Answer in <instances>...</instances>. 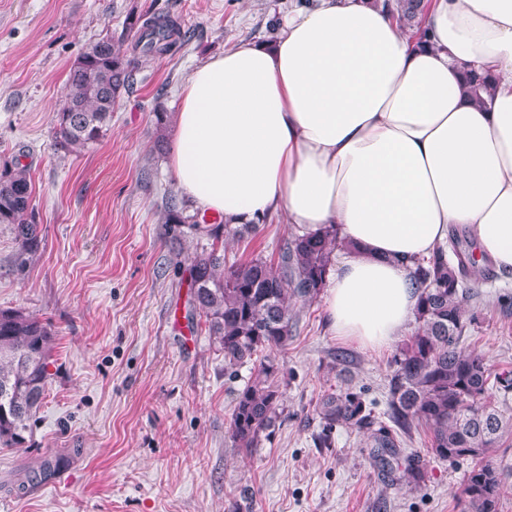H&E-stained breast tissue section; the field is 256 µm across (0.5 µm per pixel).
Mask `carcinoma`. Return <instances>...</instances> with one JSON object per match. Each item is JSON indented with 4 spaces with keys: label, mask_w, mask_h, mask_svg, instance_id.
Listing matches in <instances>:
<instances>
[{
    "label": "carcinoma",
    "mask_w": 512,
    "mask_h": 512,
    "mask_svg": "<svg viewBox=\"0 0 512 512\" xmlns=\"http://www.w3.org/2000/svg\"><path fill=\"white\" fill-rule=\"evenodd\" d=\"M399 26L419 38L426 36L430 0L385 3ZM134 50L144 56H163L191 41L168 15L129 23ZM135 81V67L109 36L92 43L71 65L65 82L68 110L53 119L55 143L66 151L98 142L112 121V108ZM466 87L473 99L491 94L490 77L471 70ZM33 186L28 168L16 164L0 171V224L11 225L18 250L15 263L27 266L41 239L31 207ZM165 223L187 224L209 240V246L185 257L188 262L190 315L204 318L212 342L224 353V372L234 375L259 358L254 375L235 398L229 424L234 447L256 448L270 438L279 419L281 394L275 385L277 367L266 351L288 344L295 307L315 301L326 287L337 251H347L336 228L295 234L279 247V261L263 257L224 265V239L256 230L254 224L232 226L221 219L207 221L190 213L185 202L172 196ZM489 261H478L472 242L459 229L448 235V246L414 264L412 277L421 289L415 315L417 327L400 349L389 380L384 423L354 392L327 393L316 407L323 429L337 426L369 431L381 467L393 472L399 447L397 432L414 426L430 432V450L442 460L467 458L471 469L461 495L467 512H498L500 473L493 462L504 438L512 435V414L505 415L493 398V385L507 392L512 374L492 379L485 358L463 346V333L475 312L468 281L488 274ZM55 340L52 323L19 309H0V447L25 443L29 421L46 398L49 359ZM423 468L410 465L397 481L414 486L424 481Z\"/></svg>",
    "instance_id": "carcinoma-1"
}]
</instances>
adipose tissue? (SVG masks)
Here are the masks:
<instances>
[{
  "label": "adipose tissue",
  "instance_id": "obj_1",
  "mask_svg": "<svg viewBox=\"0 0 512 512\" xmlns=\"http://www.w3.org/2000/svg\"><path fill=\"white\" fill-rule=\"evenodd\" d=\"M418 46L372 0H313L270 43L187 77L169 165L191 206L231 225L275 215L353 246L325 287L333 331L386 348L420 299L413 261L467 228L512 280V0H433ZM496 91L472 102L463 65Z\"/></svg>",
  "mask_w": 512,
  "mask_h": 512
}]
</instances>
